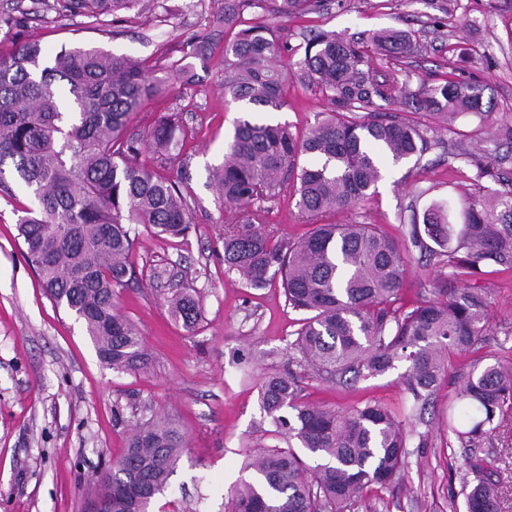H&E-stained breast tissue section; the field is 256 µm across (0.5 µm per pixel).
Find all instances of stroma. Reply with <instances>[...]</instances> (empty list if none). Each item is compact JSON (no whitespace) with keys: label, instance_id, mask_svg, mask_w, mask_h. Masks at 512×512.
<instances>
[{"label":"stroma","instance_id":"stroma-1","mask_svg":"<svg viewBox=\"0 0 512 512\" xmlns=\"http://www.w3.org/2000/svg\"><path fill=\"white\" fill-rule=\"evenodd\" d=\"M217 0H150L141 12L88 24L81 16L54 18L34 0H0V46L8 47L17 21L27 36L49 50L100 47L144 63L164 78L144 111L134 113L123 134L145 138L150 117L177 113L179 147L158 159L143 149L139 160L178 182L190 206L183 236L157 235L133 225L130 262L134 278L116 297L118 310L139 328L152 352L147 369L115 371L98 357L83 323L46 295L27 258L19 220L33 205L19 185L0 191V512H85L96 473L120 458L135 422L155 413L178 418L189 446L169 488L163 512H232L233 490L250 449L281 444L259 399L262 374L295 369L289 344L301 317L287 303L280 279L256 289L224 265L225 212L212 181L242 103L224 95L223 25L211 22ZM290 45L305 36L336 30L357 37L393 27L414 31L420 46L404 58L374 56L376 77L386 87L435 83L454 76L484 81L495 103L490 120H460L443 133V146L422 157L386 164L376 188L333 222L377 224L400 241L410 236V204L430 200L460 206L473 193L470 168L457 143L481 136L496 151L493 121L512 117V0H324L316 12L282 18L256 11ZM207 38L212 54L194 60L192 82L171 77V64ZM285 106L257 113L259 121L288 125L301 134L324 111L326 99L296 76L285 77ZM276 237L296 239L308 227L289 191L255 203ZM440 273L410 248L402 303L412 309L433 296ZM454 288H480L487 297L489 328L480 343L453 354L447 374L423 413L412 410L397 365L385 374L339 385L308 374L306 402L342 409L378 402L403 420L409 432L404 474L388 487L365 488L352 512H466L460 465L465 451L448 426L456 410L457 377L477 361L512 365V269L474 280L457 275ZM192 289L201 319L185 328L165 304L173 291ZM499 484L503 512H512V410L499 432L473 449Z\"/></svg>","mask_w":512,"mask_h":512}]
</instances>
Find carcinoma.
Returning <instances> with one entry per match:
<instances>
[{
	"label": "carcinoma",
	"mask_w": 512,
	"mask_h": 512,
	"mask_svg": "<svg viewBox=\"0 0 512 512\" xmlns=\"http://www.w3.org/2000/svg\"><path fill=\"white\" fill-rule=\"evenodd\" d=\"M141 2L39 0L58 18L82 16L92 23ZM305 6L317 8L319 0H221L213 16L232 34L224 43V95L255 111L282 109L284 75L277 62L292 51L298 54L296 76L318 87L329 103L302 136L286 125L237 121L224 160L212 172L226 223H239L244 206L290 187L311 229L301 239L278 240L254 214L224 233V265L253 288L282 278L288 305L310 313L291 349L317 376L366 379L404 362L413 408L423 411L446 373L448 353L482 340L485 295L450 288L444 275L435 298L405 311L400 291L407 256L400 243L377 224L325 218L368 196L385 161L398 164L431 148L436 127L430 120L449 132L459 119L484 120L489 87L474 79L406 82L395 93L412 117L372 112L384 90L367 51L328 31L293 50L247 18L258 9L287 17ZM367 42L392 57L419 47L415 35L401 29L375 31ZM162 85L123 55L98 47L52 53L21 29L11 49L0 52V185L8 172L33 197L35 207L25 211L20 231L42 287L83 321L100 358L117 370H140L148 361L139 330L114 304L115 289L133 273L128 225L173 236L190 229L179 186L136 163L140 139L122 138L130 114L142 111ZM178 133V121L154 120V152L170 154ZM495 134L505 150L466 153L470 180L480 190L486 181L506 189L469 195L457 211L440 201L411 209L412 244L440 272L462 269L479 277L490 266L512 268V118L498 122ZM166 303L185 326L198 323L199 302L188 289ZM301 393L292 374L261 378L262 409L287 447L250 450L244 465L249 477L234 489V512H347L364 488L386 486L404 471L407 435L387 407L369 403L340 411L306 404ZM459 399L458 424L450 428L461 447L477 448L512 409V368L498 361L473 366ZM188 447L187 433L168 415L137 422L125 453L112 464V512H152ZM481 470L479 460H467V512H501L498 485Z\"/></svg>",
	"instance_id": "cac0c4a2"
}]
</instances>
